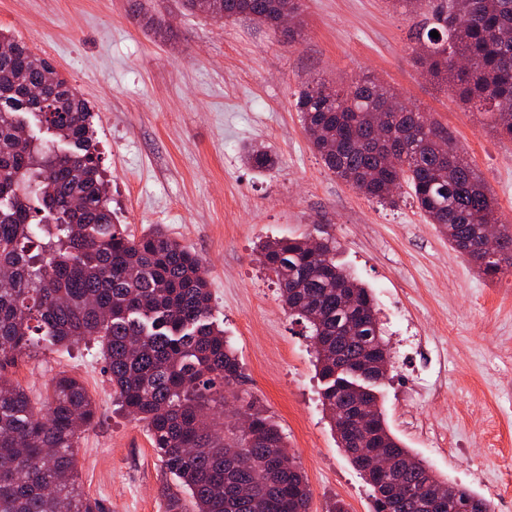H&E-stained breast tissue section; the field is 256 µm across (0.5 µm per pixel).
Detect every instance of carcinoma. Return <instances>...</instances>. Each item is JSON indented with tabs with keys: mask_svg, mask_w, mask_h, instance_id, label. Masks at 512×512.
Instances as JSON below:
<instances>
[{
	"mask_svg": "<svg viewBox=\"0 0 512 512\" xmlns=\"http://www.w3.org/2000/svg\"><path fill=\"white\" fill-rule=\"evenodd\" d=\"M216 22L248 18L275 26L300 0H209ZM426 13L410 35L416 62L512 141V0H392ZM437 31L439 37L430 36ZM0 512H102L85 496L78 470L80 427L96 408L74 377H56L36 407L1 371L41 343L101 344L120 409L144 422L163 467L181 491L165 494L164 512H308L310 490L279 425L247 398L224 409V388L241 366L224 330L210 321L203 259L155 226L127 232L104 192L106 170L87 102L46 59L0 32ZM295 109L324 165L379 203H396L407 185L419 210L448 243L486 276L512 271V225L440 126L365 78L325 93L299 91ZM35 112L66 149L20 134V114ZM397 156L386 164V150ZM243 160L263 173L276 167L265 148ZM37 196L39 209L28 205ZM498 225L499 254L481 252L487 226ZM338 243L306 238L263 244L262 267L276 279L283 305L311 328L322 405L342 448L373 490V512H462L467 489L440 478L389 430L377 399L391 351L372 289L336 262ZM359 366L370 382L358 391L336 375ZM363 405L365 452L392 462L391 486L364 472L336 411Z\"/></svg>",
	"mask_w": 512,
	"mask_h": 512,
	"instance_id": "1",
	"label": "carcinoma"
}]
</instances>
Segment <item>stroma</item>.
<instances>
[{
	"mask_svg": "<svg viewBox=\"0 0 512 512\" xmlns=\"http://www.w3.org/2000/svg\"><path fill=\"white\" fill-rule=\"evenodd\" d=\"M295 40L247 19L216 23L183 0H0V30L88 101L110 206L141 234L161 225L205 262L212 316L249 392L279 424L311 490L309 512H372L338 448L305 321L283 306L260 244L330 234L372 289L392 355L379 399L392 433L451 483L512 512V274L482 275L407 192L383 205L338 179L294 101L308 85L374 77L441 125L512 218V141L416 64V14L387 0H301ZM253 144L277 167L242 161ZM75 376L97 418L79 441L81 486L105 512H164L172 480L143 422L115 403L100 344L21 355L33 401Z\"/></svg>",
	"mask_w": 512,
	"mask_h": 512,
	"instance_id": "35a3bbf8",
	"label": "stroma"
}]
</instances>
